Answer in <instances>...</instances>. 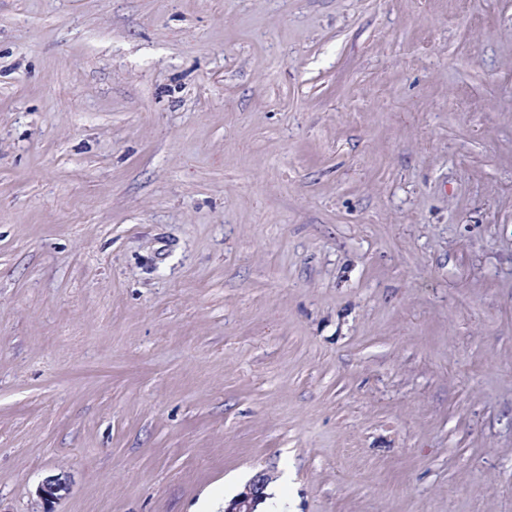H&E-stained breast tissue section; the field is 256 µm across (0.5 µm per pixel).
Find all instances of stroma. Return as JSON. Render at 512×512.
Instances as JSON below:
<instances>
[{
	"instance_id": "35a3bbf8",
	"label": "stroma",
	"mask_w": 512,
	"mask_h": 512,
	"mask_svg": "<svg viewBox=\"0 0 512 512\" xmlns=\"http://www.w3.org/2000/svg\"><path fill=\"white\" fill-rule=\"evenodd\" d=\"M512 512V0H0V512ZM269 476L258 473L224 509L225 512H257V507L265 497L264 490L268 484ZM66 488V483L59 477L46 478L37 488V494L44 507L43 512H53L52 504L59 498V493Z\"/></svg>"
}]
</instances>
